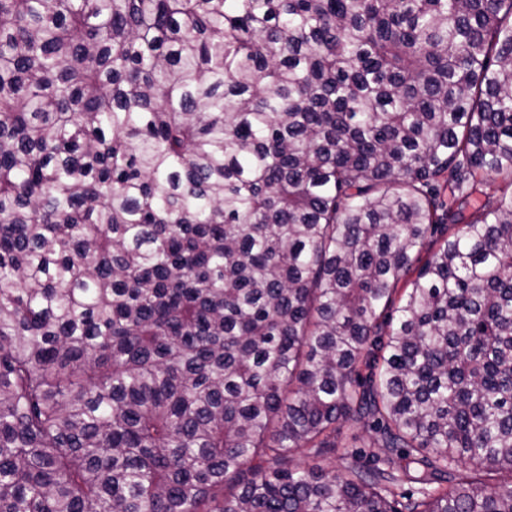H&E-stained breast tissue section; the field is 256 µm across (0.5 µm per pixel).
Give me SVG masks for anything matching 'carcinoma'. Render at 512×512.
<instances>
[{"mask_svg":"<svg viewBox=\"0 0 512 512\" xmlns=\"http://www.w3.org/2000/svg\"><path fill=\"white\" fill-rule=\"evenodd\" d=\"M493 176L512 0H0V512H512ZM339 441L342 445L345 444L349 448L362 450L363 453L358 458L341 459L338 455H336V458L329 457L325 467L330 475H341L345 473L346 467L352 465L368 467L372 460L371 454L378 452V448L370 447L371 438L369 434L358 426L345 425Z\"/></svg>","mask_w":512,"mask_h":512,"instance_id":"obj_1","label":"carcinoma"}]
</instances>
